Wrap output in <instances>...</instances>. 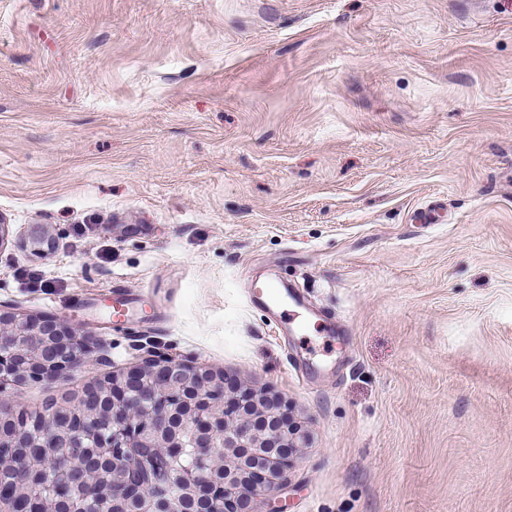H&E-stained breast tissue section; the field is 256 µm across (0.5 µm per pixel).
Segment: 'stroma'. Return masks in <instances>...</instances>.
<instances>
[{"label": "stroma", "instance_id": "stroma-1", "mask_svg": "<svg viewBox=\"0 0 512 512\" xmlns=\"http://www.w3.org/2000/svg\"><path fill=\"white\" fill-rule=\"evenodd\" d=\"M0 224V307L106 357L15 410L151 340L308 430L284 512H512V0H0ZM253 288V299L273 314L276 324L286 335L310 329L317 332L318 322L313 320V313L298 294L270 280Z\"/></svg>", "mask_w": 512, "mask_h": 512}]
</instances>
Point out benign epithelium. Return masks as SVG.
<instances>
[{"instance_id":"benign-epithelium-1","label":"benign epithelium","mask_w":512,"mask_h":512,"mask_svg":"<svg viewBox=\"0 0 512 512\" xmlns=\"http://www.w3.org/2000/svg\"><path fill=\"white\" fill-rule=\"evenodd\" d=\"M90 336L63 319L0 310V462L27 483L31 461L21 449H49L47 496L67 500L69 512H254L284 484L292 454L308 435L290 421L280 401L242 391L224 374L146 348L151 359L126 371L92 378L50 409L15 412L7 386L62 382L85 367ZM67 414L65 426L55 413ZM120 476L103 483L91 474L71 484L69 475L87 443ZM64 449L59 456L54 449Z\"/></svg>"}]
</instances>
